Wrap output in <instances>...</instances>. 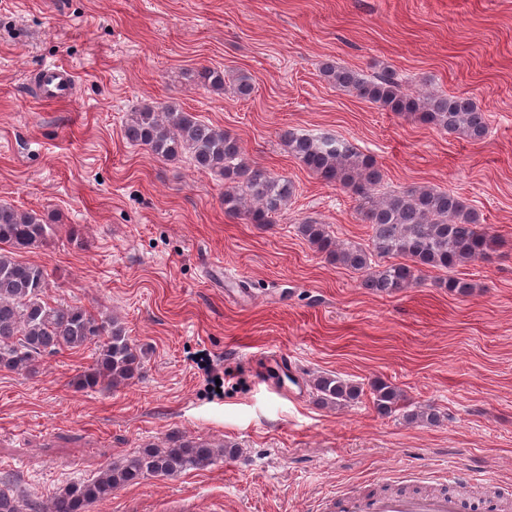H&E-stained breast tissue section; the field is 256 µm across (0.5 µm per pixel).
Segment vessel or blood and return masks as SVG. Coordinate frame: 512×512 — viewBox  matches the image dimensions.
Segmentation results:
<instances>
[{"label":"vessel or blood","instance_id":"obj_1","mask_svg":"<svg viewBox=\"0 0 512 512\" xmlns=\"http://www.w3.org/2000/svg\"><path fill=\"white\" fill-rule=\"evenodd\" d=\"M41 98L46 102L67 99L75 83L71 69L62 65L44 67L40 72ZM493 473L478 475L454 472L448 486L428 494L383 493L372 497L350 494L325 496L320 512H465L466 490L474 484L495 482Z\"/></svg>","mask_w":512,"mask_h":512}]
</instances>
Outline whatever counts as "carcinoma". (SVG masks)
Here are the masks:
<instances>
[{"instance_id": "cac0c4a2", "label": "carcinoma", "mask_w": 512, "mask_h": 512, "mask_svg": "<svg viewBox=\"0 0 512 512\" xmlns=\"http://www.w3.org/2000/svg\"><path fill=\"white\" fill-rule=\"evenodd\" d=\"M323 74L336 88L397 114L473 142L487 132L485 113L470 98L446 94L420 95L402 86L391 74L365 78L344 67L326 63ZM197 82L210 91L224 90V72L204 68ZM130 144L153 154L176 159L188 153L198 168L224 176V209L245 216L253 224H269L294 194L292 182L253 167L236 138L199 121L173 105L148 104L130 113L125 127ZM288 153L313 175L339 185L358 201L357 213L372 228L371 248L339 244L324 224L305 222L300 234L332 264L360 274L362 286L376 293L393 294L419 284L428 269L452 270L486 260L495 236L479 223L467 199L430 187H411L380 193L382 174L375 162L356 148L341 150L336 140L288 131L283 135ZM53 226L35 213L0 203V369L36 372L38 359L63 348L79 349L96 339L99 356L78 379L81 388L106 385L116 388L140 375L142 361L118 319L97 321L82 305L61 304L46 298L48 273L23 263L16 252L46 244ZM402 257L405 263L388 262ZM317 400L341 408L360 399L363 388L336 375L313 380ZM378 414L402 413L407 423L439 421L430 405H412L389 383L371 385ZM214 456L209 444L196 439L177 440L165 448L147 446L107 464L97 476L70 484L49 503L19 498L0 481V512H89L112 497V492L147 476L174 477L188 469L208 465Z\"/></svg>"}]
</instances>
